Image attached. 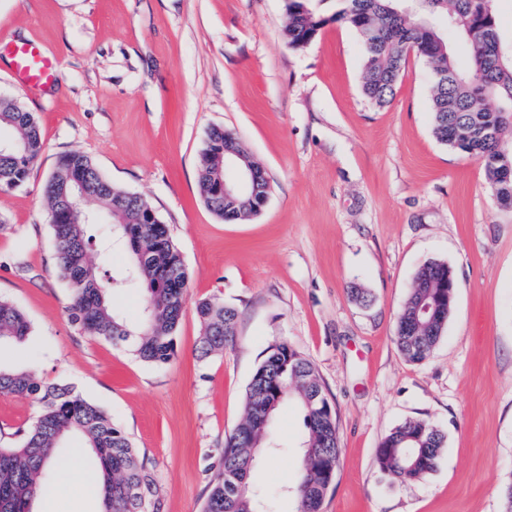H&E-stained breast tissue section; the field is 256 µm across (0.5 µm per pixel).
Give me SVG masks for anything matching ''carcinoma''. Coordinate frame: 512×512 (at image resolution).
<instances>
[{
    "instance_id": "cac0c4a2",
    "label": "carcinoma",
    "mask_w": 512,
    "mask_h": 512,
    "mask_svg": "<svg viewBox=\"0 0 512 512\" xmlns=\"http://www.w3.org/2000/svg\"><path fill=\"white\" fill-rule=\"evenodd\" d=\"M326 0H288L284 36L300 50L308 37L329 21L348 25L365 45L363 94L375 105H387L404 70L407 56H422L431 73H443V85L431 80L433 134L453 151L477 160L492 190L512 166V149L504 134L512 129V58L498 52L497 14L486 16L481 0H338L326 15ZM466 51L468 67L457 66L456 50ZM495 99V109L487 100ZM467 137L460 140L455 130ZM9 149L0 154V190L23 185L39 159L43 142L32 113L11 101L0 103V131ZM224 150V128L213 127L202 151L198 180L206 192L216 176V155ZM92 197L112 224V235L101 241L91 233L96 217L83 212L84 197ZM51 230L56 245L57 271L70 290L69 320L85 336L133 352L151 365H164L177 355L176 332L187 299L188 273L182 255L164 224H136L139 208L147 202L116 187L80 151L61 155L46 191ZM214 211L232 223L256 212L245 197L224 212L214 200ZM99 246L108 254L116 246L131 255L132 265L119 277L103 278L93 265L90 250ZM448 265L428 261L398 317L395 341L413 362L424 360L445 325L427 323L421 308L431 301L435 286L446 281ZM141 285L145 290L140 321L128 325L112 306L118 284ZM203 326L197 344L200 358L224 351L232 342L237 310L217 299L197 303ZM31 325L11 302L0 299V342L24 343ZM323 390L313 364L286 343L276 345L257 367L247 390L243 417L226 437L215 465L203 512H270L265 492L249 482L264 448L270 423L278 408L299 403L306 434L301 444V468L286 491L295 501L294 512H322L323 488L334 480L340 456L336 415L331 404L313 400ZM0 395L29 397L38 413L18 445H0V512H29L33 498L49 488V467L70 433L81 434L99 460L105 480V512H164L160 487L131 438L112 425L97 405L83 399L67 384H42L22 369L0 367ZM446 448V436L437 426L410 420L393 429L376 448L379 469L396 480L422 479L434 471Z\"/></svg>"
}]
</instances>
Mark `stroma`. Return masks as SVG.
<instances>
[{"label":"stroma","instance_id":"stroma-1","mask_svg":"<svg viewBox=\"0 0 512 512\" xmlns=\"http://www.w3.org/2000/svg\"><path fill=\"white\" fill-rule=\"evenodd\" d=\"M287 0H0V98L38 120L43 151L19 188L0 191V298L33 335L0 346V365L71 385L128 434L153 470L164 512H201L246 388L271 348L312 362L336 414L340 459L323 512H502L512 484V208L473 158L432 132L429 68L410 53L390 103L362 93L364 47L331 22L305 48L284 39ZM34 41L60 77L32 91L5 47ZM234 133L265 171L261 211L227 223L197 175L210 128ZM88 155L113 185L143 197L167 224L189 274L177 357L157 367L79 335L56 269L44 204L59 157ZM447 263L457 288L429 358L395 340L418 268ZM238 311L234 341L198 359L199 300ZM37 414L0 395V443ZM409 420L436 424L447 446L426 478L394 481L380 441ZM304 431L298 406L271 429L278 451L251 481L294 479ZM82 436L62 440L51 502L30 512H101L71 493Z\"/></svg>","mask_w":512,"mask_h":512}]
</instances>
